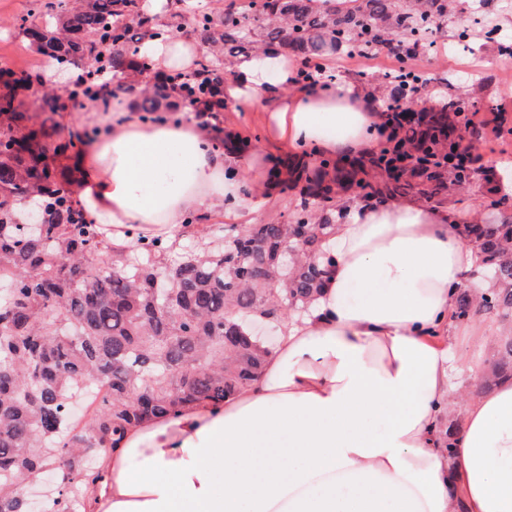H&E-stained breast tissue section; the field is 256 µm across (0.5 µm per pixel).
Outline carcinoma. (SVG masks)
Instances as JSON below:
<instances>
[{
    "label": "carcinoma",
    "mask_w": 512,
    "mask_h": 512,
    "mask_svg": "<svg viewBox=\"0 0 512 512\" xmlns=\"http://www.w3.org/2000/svg\"><path fill=\"white\" fill-rule=\"evenodd\" d=\"M327 0H246L216 18L192 13L187 22L210 49L191 72L174 71L143 86L130 75H148L152 60L141 53L146 36L164 37L181 26L159 28L143 0H28L15 28L36 51L84 74L76 96L109 108L112 92L134 96L147 119L170 98L194 102L219 92L218 81L199 83L224 69V43L254 54L274 44L302 60L337 50L351 56L401 48L407 65L434 51L432 36L456 12L455 0H353L326 9ZM386 100L406 97L400 71L380 74ZM32 90L31 72L0 66V512H31L20 489L30 475L55 465L56 496L42 512H80L74 498L100 478L87 464L93 448L114 449L125 429L144 418L166 416L193 403H220L255 380L269 345L246 318L301 315L318 293L327 265L323 245L333 234L331 216L347 188L378 199L419 188L481 191L486 172L459 161L466 127L458 101L425 113L420 133L404 150L413 159L391 166L385 148L351 163L302 157L285 167L314 187L291 224H252L224 244L194 243L174 253L159 238H140L136 248L106 246L101 225L73 208L60 160L77 153L96 130L70 131L46 148L52 132L23 110L19 94ZM60 94L38 92L40 109L54 112ZM473 287L458 289L454 319L477 313L512 320V216L478 224ZM296 243L285 262L281 244ZM512 375V335L498 339L483 385ZM99 395L80 421L72 399L80 386Z\"/></svg>",
    "instance_id": "1"
}]
</instances>
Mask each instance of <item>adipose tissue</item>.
I'll use <instances>...</instances> for the list:
<instances>
[{
    "mask_svg": "<svg viewBox=\"0 0 512 512\" xmlns=\"http://www.w3.org/2000/svg\"><path fill=\"white\" fill-rule=\"evenodd\" d=\"M142 51L191 68L189 36ZM295 58L235 65L229 98L265 114L271 141L346 156L378 150L377 117L350 82L300 89ZM291 87L273 99L268 75ZM75 160L73 196L107 242L179 248L185 217L240 208L217 190L249 159H225L200 130L113 108ZM307 313L285 321L257 380L219 405L192 404L128 427L103 452L85 512H512V378L482 375L458 342L453 299L477 261L461 214L404 202L350 209ZM458 413L454 445L438 427Z\"/></svg>",
    "mask_w": 512,
    "mask_h": 512,
    "instance_id": "ef3b65f1",
    "label": "adipose tissue"
}]
</instances>
